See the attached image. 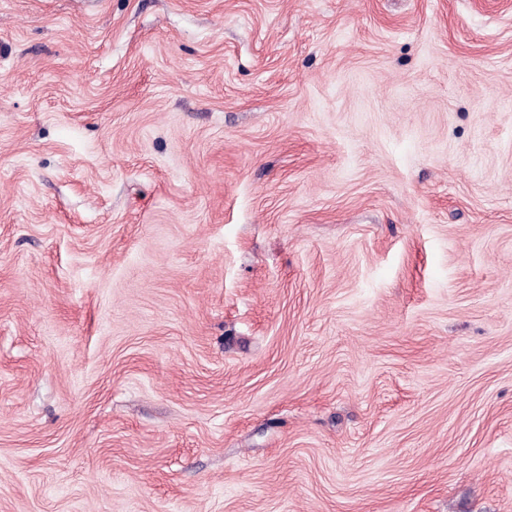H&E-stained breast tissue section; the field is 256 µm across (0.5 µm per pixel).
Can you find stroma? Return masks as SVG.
<instances>
[{
  "label": "stroma",
  "mask_w": 512,
  "mask_h": 512,
  "mask_svg": "<svg viewBox=\"0 0 512 512\" xmlns=\"http://www.w3.org/2000/svg\"><path fill=\"white\" fill-rule=\"evenodd\" d=\"M0 512H512V0H0Z\"/></svg>",
  "instance_id": "1"
}]
</instances>
